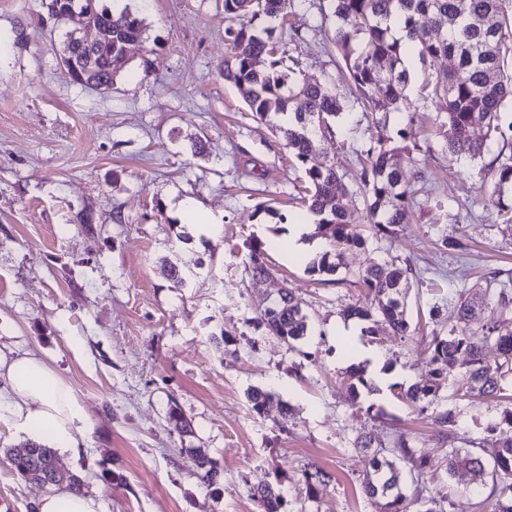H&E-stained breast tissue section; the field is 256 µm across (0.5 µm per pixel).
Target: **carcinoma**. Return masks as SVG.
<instances>
[{"instance_id": "carcinoma-1", "label": "carcinoma", "mask_w": 512, "mask_h": 512, "mask_svg": "<svg viewBox=\"0 0 512 512\" xmlns=\"http://www.w3.org/2000/svg\"><path fill=\"white\" fill-rule=\"evenodd\" d=\"M90 1L97 13L100 32H112V57L82 64L87 55L77 51V68L68 77L83 87L108 86L129 65L126 44L142 39L143 20L131 12L112 22V11L103 0ZM335 18L333 43L343 65L338 71L350 86L356 102L371 115L377 136L370 137L356 151L360 168L358 191L342 182L336 164L311 165L320 139L333 135V126L343 110L340 94L330 82L310 83L299 78L302 62L288 53L286 42L301 40L314 30L305 22L288 20L297 15L299 0H224V81L233 85L252 116L268 121L284 142L297 168L305 173L306 185L299 193L300 206L316 217L315 234L325 241L326 250L308 264L313 275L332 277L339 272L343 251L365 244L364 230L352 221L350 207L356 194L369 213L375 235L390 233L389 226L403 222L417 204L422 181L420 172H409L401 157L420 149L415 133L416 108L405 94L409 82L408 57L421 63L448 57L454 67L429 81L428 96L442 105L433 137L457 155L477 159L493 145H512V0H328ZM266 26L257 29L254 22ZM303 99L306 108L293 110ZM398 119L395 135H387L391 116ZM484 131L476 139L474 130ZM488 182L489 201L497 208L501 223L512 224V204L504 202V189L512 186V156L494 159L482 169ZM252 274L267 276L270 269L261 248L251 249ZM414 267L407 258L392 256L383 265L374 264L354 274L355 284L365 291L367 304L344 309L348 318L370 320L378 317L389 331L404 339L411 333L405 303ZM460 319L477 321L468 335L453 332L431 336L430 377L397 393L415 411L423 414L452 387L461 399L495 397L503 382L512 377V290L503 287L492 293L489 313L457 295ZM262 322L275 336L288 341L307 333L306 316L294 291L281 292L277 304L262 313ZM495 347L501 360L491 365L484 350ZM457 409L447 407L434 417L438 440L450 442L457 426ZM12 468L25 480L43 486L63 488L80 494L81 477L60 470L55 449L27 441L6 450ZM193 475L207 487L223 479L220 471L199 448L190 451ZM412 463L422 473L444 467L451 476L468 477L459 494L469 495L492 478L488 498L492 512H512V438L497 442L492 470H487L475 448H450L437 465L419 453L401 435L390 454L375 451L372 473L362 482L364 494L379 506V512H446L444 500L424 495L415 486L403 492L402 475L395 459ZM252 498L260 512H285L283 495L270 485L253 489Z\"/></svg>"}]
</instances>
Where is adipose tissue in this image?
<instances>
[{"mask_svg": "<svg viewBox=\"0 0 512 512\" xmlns=\"http://www.w3.org/2000/svg\"><path fill=\"white\" fill-rule=\"evenodd\" d=\"M86 419L72 387L42 358L29 352L11 357L0 353V421L19 433L47 436L53 447L77 459V434Z\"/></svg>", "mask_w": 512, "mask_h": 512, "instance_id": "1", "label": "adipose tissue"}]
</instances>
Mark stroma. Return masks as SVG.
Segmentation results:
<instances>
[{
    "instance_id": "1",
    "label": "stroma",
    "mask_w": 512,
    "mask_h": 512,
    "mask_svg": "<svg viewBox=\"0 0 512 512\" xmlns=\"http://www.w3.org/2000/svg\"><path fill=\"white\" fill-rule=\"evenodd\" d=\"M144 21L129 49L127 70L111 90L74 84L53 44L44 0H0V350L32 351L74 390L87 422L80 459L61 452L59 466L81 476L104 512H259L253 487L279 488L287 512H377L362 481L371 452L355 441L392 447L406 435L422 452L443 457L431 413L414 412L399 388L428 377L433 333L471 332L460 320L457 290L483 304L491 272L512 269V230L498 222L475 160L439 143L403 159L438 190L419 197L393 236L346 251L357 272L388 256L411 259L416 275L406 302L420 330L404 340L386 331L343 332L344 306L364 302L352 281L322 282L307 273L323 248L305 234L304 250L288 249L293 224L314 222L290 200L303 185L288 151L266 122L254 119L220 73L224 64V0H123ZM322 32L295 45L302 76L336 79L334 24L319 9L307 15ZM450 59L410 61L407 94L417 122L431 128L436 103L419 97L426 78ZM334 137L321 141L314 163L350 166L370 133L350 93ZM203 141L205 155H193ZM194 203L211 232L176 210ZM91 214L96 236L80 222ZM449 235L459 253L438 243ZM263 243L269 276L253 277L250 246ZM187 273L178 287L162 261ZM295 289L308 316L306 338L288 344L270 333L261 312L282 289ZM437 318H430V309ZM365 366L373 392L351 402L347 366ZM270 392L263 411L248 398ZM459 411L455 445L497 437L502 403L466 401L445 389ZM178 406L192 431L168 421ZM26 440L0 423V512H36L49 490L24 480L5 455ZM200 448L224 471L207 487L191 473ZM404 486L447 496V512H475L457 496L458 478L417 474L400 462Z\"/></svg>"
}]
</instances>
